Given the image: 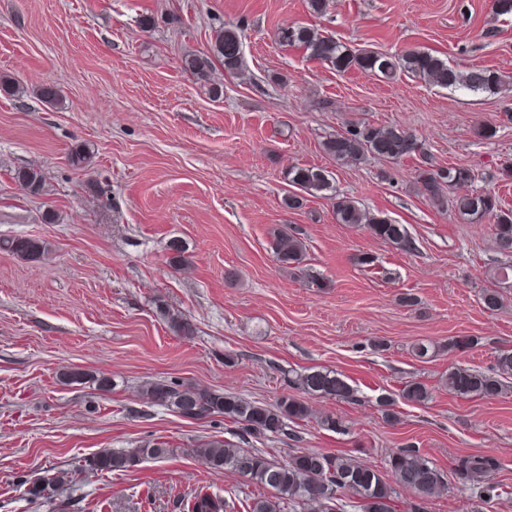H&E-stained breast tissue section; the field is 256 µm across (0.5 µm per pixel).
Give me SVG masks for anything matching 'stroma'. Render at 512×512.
<instances>
[{"mask_svg": "<svg viewBox=\"0 0 512 512\" xmlns=\"http://www.w3.org/2000/svg\"><path fill=\"white\" fill-rule=\"evenodd\" d=\"M222 26L241 36L243 73L219 65L211 83L198 81L182 58L210 52ZM287 26L389 55L428 51L504 83L471 92L405 73L341 75L282 45ZM1 75L23 93L0 95V236L37 238L47 250L36 262L0 252V512H188L202 491L266 495L195 455L227 440L230 423L183 417L142 390L175 378L269 404L292 393L289 374L321 369L353 399L307 397L311 416L264 442L269 459L348 454L382 469L411 444L449 472L448 487L422 500L400 492L394 512H512V379L493 399L442 384L449 367L488 373L512 350V280L490 277L512 258L498 252L492 222L433 205L417 180L422 168L467 166L475 190L512 207V180L501 176L512 160V14L496 0H330L321 16L308 0H0ZM47 83L58 105L41 100ZM363 123L401 128L415 152L355 165L328 158L326 137ZM483 126L491 135H479ZM78 145L91 155L84 169L69 162ZM29 165L46 171V195L15 181ZM294 165L332 170L337 194L405 225L413 249L337 223L320 193L288 209ZM49 211L55 222H45ZM282 225L302 234L300 268L271 251ZM174 241L188 260L178 271L168 264ZM492 289L502 298L495 311L483 304ZM161 303L188 316L195 336L173 334ZM454 339L466 347L448 350ZM420 342L439 350L418 358ZM66 370L87 378L65 383ZM413 381L429 389L427 402L403 399ZM326 415L345 432L322 428ZM148 444L171 453L125 471L82 469L100 451ZM467 455L500 464L490 503L451 472ZM50 470L74 479L30 500L29 481Z\"/></svg>", "mask_w": 512, "mask_h": 512, "instance_id": "35a3bbf8", "label": "stroma"}]
</instances>
